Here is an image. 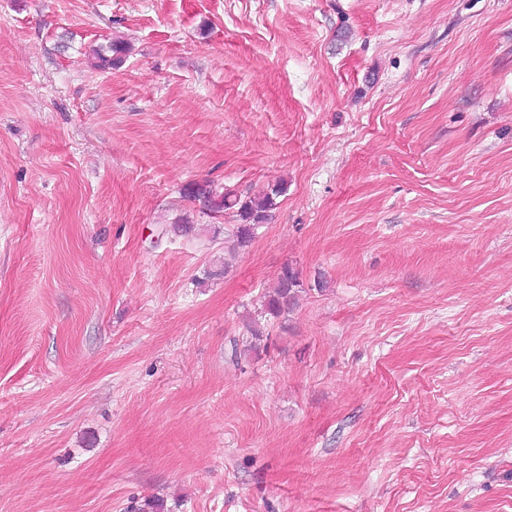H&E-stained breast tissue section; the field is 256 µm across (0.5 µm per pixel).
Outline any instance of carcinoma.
Returning <instances> with one entry per match:
<instances>
[{"label":"carcinoma","instance_id":"cac0c4a2","mask_svg":"<svg viewBox=\"0 0 512 512\" xmlns=\"http://www.w3.org/2000/svg\"><path fill=\"white\" fill-rule=\"evenodd\" d=\"M125 48L117 43L110 42L100 46L96 51L95 67L106 70L112 68L115 61ZM281 194V189L276 187L257 196L241 197L228 189L218 190L210 184L196 186L191 195L202 203L203 207L215 213L230 211L235 217L233 237L240 248L250 244L254 237L255 228L264 223L272 209L275 208V199ZM299 286V276L288 265L284 266L278 277V285L275 295L267 303V311L279 316L290 310L295 301V289Z\"/></svg>","mask_w":512,"mask_h":512}]
</instances>
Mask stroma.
<instances>
[{"instance_id": "obj_1", "label": "stroma", "mask_w": 512, "mask_h": 512, "mask_svg": "<svg viewBox=\"0 0 512 512\" xmlns=\"http://www.w3.org/2000/svg\"><path fill=\"white\" fill-rule=\"evenodd\" d=\"M155 498L512 512V0H0V512ZM222 191L211 184L196 186L191 195L202 203L203 207L215 213L230 211L235 217L233 237L239 248L247 247L255 235V228L263 224L272 209L275 208V199L281 194L279 187L262 195L242 198L237 193L221 188ZM298 286V273L289 265L284 266L278 277L275 295L266 303L267 311L274 316L288 312L294 304L295 289Z\"/></svg>"}]
</instances>
